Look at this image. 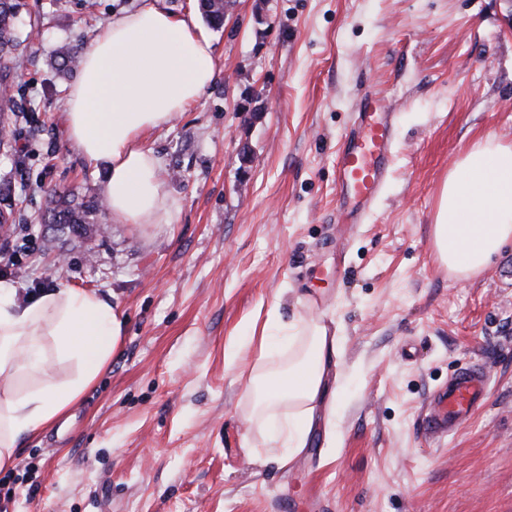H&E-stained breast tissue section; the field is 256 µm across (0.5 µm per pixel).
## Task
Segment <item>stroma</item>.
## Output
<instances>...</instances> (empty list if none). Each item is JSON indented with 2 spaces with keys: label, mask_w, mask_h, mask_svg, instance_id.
Instances as JSON below:
<instances>
[{
  "label": "stroma",
  "mask_w": 512,
  "mask_h": 512,
  "mask_svg": "<svg viewBox=\"0 0 512 512\" xmlns=\"http://www.w3.org/2000/svg\"><path fill=\"white\" fill-rule=\"evenodd\" d=\"M137 2L39 0L45 36L14 78L0 246L18 297L94 290L125 324L97 382L0 470V512H512V246L466 281L433 246L449 171L479 137L512 145V0H235L209 30L206 95L147 136L173 222L40 223L48 189L89 198L108 173L66 136L79 74L53 52ZM368 90L395 149L358 221L338 207L336 161ZM311 303L340 338L339 397L285 462L246 421L249 335ZM471 362L486 404L429 445V395Z\"/></svg>",
  "instance_id": "obj_1"
}]
</instances>
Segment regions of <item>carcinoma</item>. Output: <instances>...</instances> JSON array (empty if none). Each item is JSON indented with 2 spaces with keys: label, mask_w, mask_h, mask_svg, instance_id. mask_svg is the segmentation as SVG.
I'll return each mask as SVG.
<instances>
[{
  "label": "carcinoma",
  "mask_w": 512,
  "mask_h": 512,
  "mask_svg": "<svg viewBox=\"0 0 512 512\" xmlns=\"http://www.w3.org/2000/svg\"><path fill=\"white\" fill-rule=\"evenodd\" d=\"M199 7L207 21L215 27L224 24V6L219 0H199ZM28 9L25 0H0V126L8 127L5 113L16 111L13 82L10 72L15 68L19 57L17 50L24 41H31L39 36L38 25L33 23L26 34L18 28V17ZM55 57L61 66L70 70L78 67L81 56L77 47L63 44L56 48ZM107 209L104 199L93 197L88 204L77 203L71 195L57 190L48 193V199L42 220L46 224H62L73 229L98 220H106Z\"/></svg>",
  "instance_id": "1"
}]
</instances>
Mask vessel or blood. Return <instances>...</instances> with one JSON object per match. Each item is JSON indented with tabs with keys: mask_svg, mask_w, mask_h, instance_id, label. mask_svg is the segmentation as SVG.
<instances>
[{
	"mask_svg": "<svg viewBox=\"0 0 512 512\" xmlns=\"http://www.w3.org/2000/svg\"><path fill=\"white\" fill-rule=\"evenodd\" d=\"M394 143L390 112L371 93L359 101L355 128L337 158L339 200L355 218H363L384 187ZM487 376L471 364L458 370L448 384L436 389L424 407L422 432L439 442L459 430L485 403Z\"/></svg>",
	"mask_w": 512,
	"mask_h": 512,
	"instance_id": "obj_1",
	"label": "vessel or blood"
}]
</instances>
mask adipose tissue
<instances>
[{"label": "adipose tissue", "mask_w": 512, "mask_h": 512, "mask_svg": "<svg viewBox=\"0 0 512 512\" xmlns=\"http://www.w3.org/2000/svg\"><path fill=\"white\" fill-rule=\"evenodd\" d=\"M216 77L213 42L194 13L176 15L164 0L103 23L83 55L81 78L65 99L68 139L91 163L109 165L106 207L116 224H169L174 202L158 177L160 158L147 135L180 118ZM512 241V146L476 141L448 174L434 223V247L449 273L481 274ZM120 309L96 291L62 287L22 304L0 281V470L13 465L22 436L60 419L108 367L123 332ZM250 365V421L270 441L301 452L325 397L339 388L332 371L339 338L322 317L292 322L269 312ZM73 375L48 376L52 364ZM32 378L21 387V378Z\"/></svg>", "instance_id": "ef3b65f1"}]
</instances>
